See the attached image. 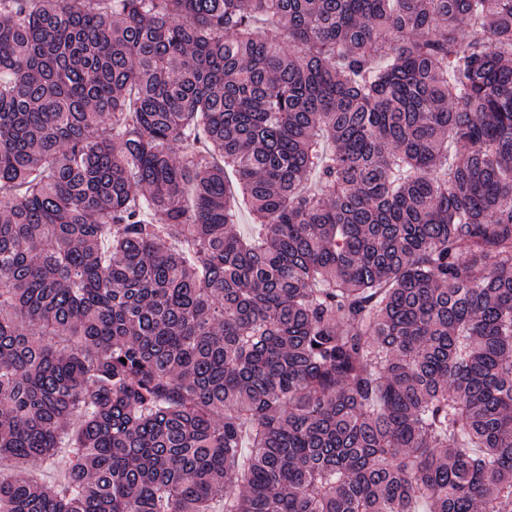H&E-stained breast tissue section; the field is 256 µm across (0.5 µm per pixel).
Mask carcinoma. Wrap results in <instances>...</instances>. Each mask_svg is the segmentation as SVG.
<instances>
[{
	"instance_id": "obj_1",
	"label": "carcinoma",
	"mask_w": 512,
	"mask_h": 512,
	"mask_svg": "<svg viewBox=\"0 0 512 512\" xmlns=\"http://www.w3.org/2000/svg\"><path fill=\"white\" fill-rule=\"evenodd\" d=\"M0 206V512H512V0H0Z\"/></svg>"
}]
</instances>
